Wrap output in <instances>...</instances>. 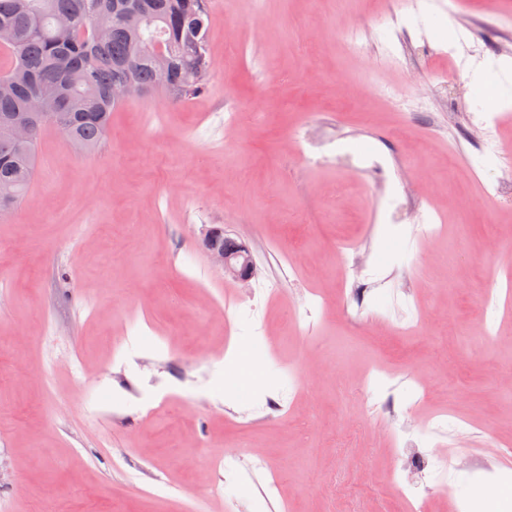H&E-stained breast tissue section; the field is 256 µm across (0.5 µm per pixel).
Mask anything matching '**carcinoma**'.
<instances>
[{
  "label": "carcinoma",
  "mask_w": 512,
  "mask_h": 512,
  "mask_svg": "<svg viewBox=\"0 0 512 512\" xmlns=\"http://www.w3.org/2000/svg\"><path fill=\"white\" fill-rule=\"evenodd\" d=\"M203 0H0V24L10 25L15 43L0 82L13 93L0 97V210L17 208L33 178L35 150L44 117L30 113L29 101H54L56 129L88 154L104 143L116 91L133 85L157 89L153 40L166 47L164 63L177 101L201 90L209 69ZM100 13L113 17L105 41L93 34ZM18 115L33 126V139L20 146L3 133Z\"/></svg>",
  "instance_id": "cac0c4a2"
}]
</instances>
